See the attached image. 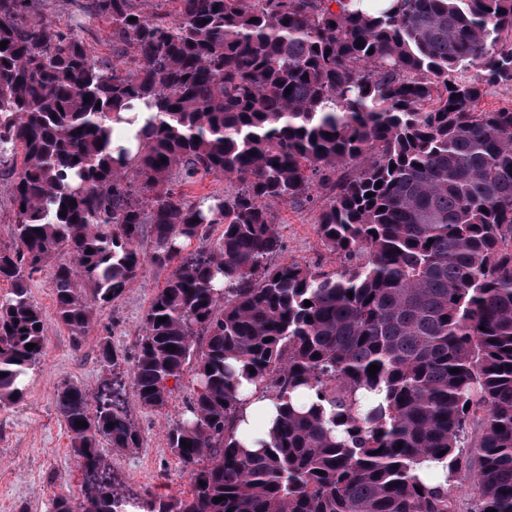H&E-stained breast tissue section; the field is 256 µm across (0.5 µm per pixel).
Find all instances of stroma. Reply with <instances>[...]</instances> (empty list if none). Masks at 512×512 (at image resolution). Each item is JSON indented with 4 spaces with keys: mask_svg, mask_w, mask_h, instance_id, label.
Instances as JSON below:
<instances>
[{
    "mask_svg": "<svg viewBox=\"0 0 512 512\" xmlns=\"http://www.w3.org/2000/svg\"><path fill=\"white\" fill-rule=\"evenodd\" d=\"M275 218L289 259L316 265L327 273L339 270L338 258L319 243L315 211L281 205ZM169 275V269L146 266L119 298L96 308L92 331L78 350L57 321L49 271L34 275L30 289L45 317L46 341L26 379L24 399L0 407V512H51V501L58 494L81 499L83 475L56 407L55 389L64 382L95 388L107 374L98 357V340L105 336L120 371H129L143 334L142 314ZM192 386L193 372L188 369L167 406L159 411L143 408L134 393H127L128 414L142 436V446L133 451H105L127 493L144 497L189 491L187 476L166 448V435L181 419Z\"/></svg>",
    "mask_w": 512,
    "mask_h": 512,
    "instance_id": "obj_1",
    "label": "stroma"
}]
</instances>
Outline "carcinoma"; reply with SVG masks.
<instances>
[{
    "label": "carcinoma",
    "instance_id": "carcinoma-1",
    "mask_svg": "<svg viewBox=\"0 0 512 512\" xmlns=\"http://www.w3.org/2000/svg\"><path fill=\"white\" fill-rule=\"evenodd\" d=\"M42 2L0 0V406L45 345L34 274L51 267L78 350L145 258L173 268L129 381L57 390L84 485L52 512H454L465 485L469 512H512V104L477 109L512 85V0H69L68 22ZM134 101L154 115L115 157L108 122ZM208 176L233 189L181 191ZM279 204L318 210L339 271L272 262ZM190 362L167 448L191 490L133 497L102 452L141 447L126 386L160 410ZM242 378L281 400L256 454L235 438ZM447 461L426 459L417 467V474L432 486L445 485V474L448 471Z\"/></svg>",
    "mask_w": 512,
    "mask_h": 512
}]
</instances>
